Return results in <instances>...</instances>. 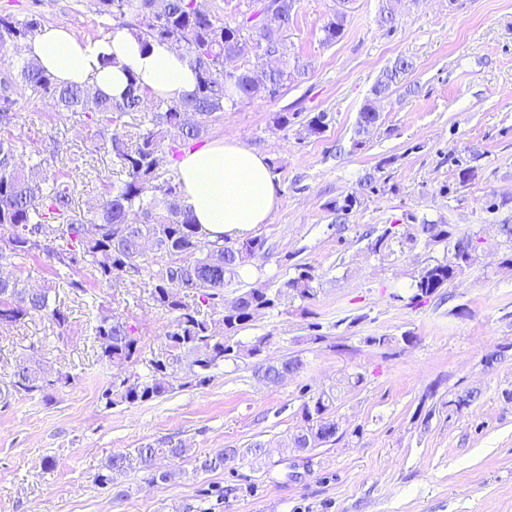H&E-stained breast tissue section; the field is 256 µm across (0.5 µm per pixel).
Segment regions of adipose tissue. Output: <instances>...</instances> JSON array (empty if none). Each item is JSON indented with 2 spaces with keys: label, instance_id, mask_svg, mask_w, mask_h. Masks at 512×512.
I'll list each match as a JSON object with an SVG mask.
<instances>
[{
  "label": "adipose tissue",
  "instance_id": "1",
  "mask_svg": "<svg viewBox=\"0 0 512 512\" xmlns=\"http://www.w3.org/2000/svg\"><path fill=\"white\" fill-rule=\"evenodd\" d=\"M25 54L57 82L121 98L129 77L152 96L179 101L196 85L183 52L168 42L142 46L127 29L101 39L47 25L28 40ZM183 197L208 240H234L267 223L279 197L264 154L232 141L184 149L176 163Z\"/></svg>",
  "mask_w": 512,
  "mask_h": 512
}]
</instances>
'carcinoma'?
I'll use <instances>...</instances> for the list:
<instances>
[{"label": "carcinoma", "instance_id": "cac0c4a2", "mask_svg": "<svg viewBox=\"0 0 512 512\" xmlns=\"http://www.w3.org/2000/svg\"><path fill=\"white\" fill-rule=\"evenodd\" d=\"M119 2L121 12L138 18L130 31L149 45L153 40L184 43V52L197 74V84L179 102L155 99L150 110L143 108L147 91L129 77L127 90L120 99L93 95L88 89L62 86L36 62L23 59L17 72L0 79V267L16 266L17 261L44 254L61 268L58 279L74 291H85L82 280L75 278L87 271L100 285H110L122 273L145 270L148 279L144 291L153 305L174 317L173 329L167 332L164 346L157 352L144 350L136 328L112 315L102 303L92 313L90 330L100 349L99 356L124 368L121 380H113L102 392L105 407L135 405L160 398L185 386L183 375L192 374V382L205 385L208 373L227 361L238 358L255 360L254 371L260 379L275 384L286 371L304 367L298 355L276 362L262 358L270 337L255 336L248 342L238 339L260 311L273 309L282 296L302 301L317 293V276L307 264L296 265V275L275 290L256 284L237 291L229 305L224 299V285L240 276V269L264 251L265 240L258 236L219 243L211 247L199 225L182 201L180 183L167 169L166 154L177 156L183 145L201 139L209 123L218 119L226 104L239 99L273 97L283 86L285 77L301 78L311 64L297 63L294 72L271 67L261 73L244 70L224 71V55L241 56L247 50L244 24L230 25L216 15L196 7L197 0H165L158 12L154 0H96L99 15L114 13ZM295 0H288L283 11L254 26L257 47L272 61L282 55L283 34L293 21ZM347 14L337 11L321 26L323 43L339 41L345 31ZM42 27L41 19L32 15L16 19L0 15V54L5 55L18 43H24ZM412 64L401 59L386 70L372 89L375 97L386 95L397 79ZM51 98L59 113H69L95 126L99 135L109 130L115 117L131 115L134 123L120 135L104 140L112 162L125 178L103 184L97 216L87 220L73 207L74 188L48 172L44 160L27 166L20 159L21 142L10 133L17 119L15 106L25 91ZM171 143H166L167 138ZM418 234L429 243L445 242L459 256L450 266L435 262L424 266L414 279L411 303L420 304L439 289L448 286L477 259L481 238L475 233L458 235L447 224L424 221ZM396 233L385 228L370 247L381 258L388 257ZM178 278L183 289L199 299L189 305L170 291V281ZM51 289H31L17 278L0 276V326H19L29 318L47 319L59 335H64L69 317L52 302ZM219 315L224 335L215 331ZM74 375L52 371L22 356L16 362L9 381L0 389V399L17 395L35 396L69 385ZM336 395L332 390L312 394L302 404L304 426L292 434L291 447H305V438L317 436L324 444L336 437V421L327 417ZM187 453L181 444L166 448L145 446L137 449L141 468L150 472V481L167 482L173 472L152 471L153 460L160 454L180 459ZM230 455L220 449L199 461V468L212 472L224 468ZM128 466L123 454L110 456L96 482L108 486L114 476Z\"/></svg>", "mask_w": 512, "mask_h": 512}]
</instances>
